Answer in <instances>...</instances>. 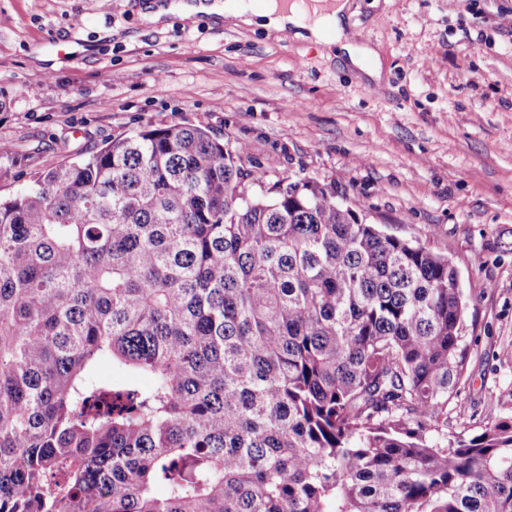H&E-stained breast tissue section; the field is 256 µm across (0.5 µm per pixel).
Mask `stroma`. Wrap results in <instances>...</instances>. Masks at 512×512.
<instances>
[{"label": "stroma", "instance_id": "35a3bbf8", "mask_svg": "<svg viewBox=\"0 0 512 512\" xmlns=\"http://www.w3.org/2000/svg\"><path fill=\"white\" fill-rule=\"evenodd\" d=\"M375 84L287 32L143 0H0V196L134 130L207 128L267 183L310 180L448 255L470 298L448 429L512 417V0H353ZM38 86L37 96L27 90Z\"/></svg>", "mask_w": 512, "mask_h": 512}]
</instances>
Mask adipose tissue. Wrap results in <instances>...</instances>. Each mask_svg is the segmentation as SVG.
Instances as JSON below:
<instances>
[{"label":"adipose tissue","mask_w":512,"mask_h":512,"mask_svg":"<svg viewBox=\"0 0 512 512\" xmlns=\"http://www.w3.org/2000/svg\"><path fill=\"white\" fill-rule=\"evenodd\" d=\"M199 13L231 17L269 31H290L323 57L344 58L372 81L383 77V63L377 51L354 40L348 24L352 16L349 0H321L312 7L305 0H292L288 5L280 0H264L259 6L252 0H148L142 17L157 23L168 15L187 18Z\"/></svg>","instance_id":"1"}]
</instances>
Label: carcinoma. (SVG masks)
I'll list each match as a JSON object with an SVG mask.
<instances>
[{
  "mask_svg": "<svg viewBox=\"0 0 512 512\" xmlns=\"http://www.w3.org/2000/svg\"><path fill=\"white\" fill-rule=\"evenodd\" d=\"M264 183L173 124L0 198V512H512L448 256Z\"/></svg>",
  "mask_w": 512,
  "mask_h": 512,
  "instance_id": "1",
  "label": "carcinoma"
}]
</instances>
